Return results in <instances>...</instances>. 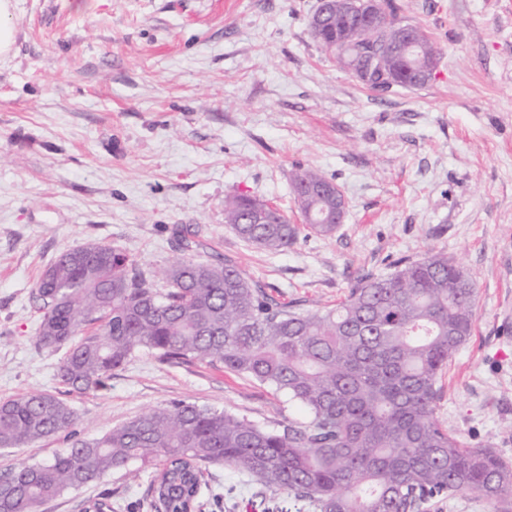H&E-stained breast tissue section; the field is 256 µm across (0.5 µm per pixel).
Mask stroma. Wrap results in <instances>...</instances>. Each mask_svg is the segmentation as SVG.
<instances>
[{"label":"stroma","instance_id":"obj_1","mask_svg":"<svg viewBox=\"0 0 512 512\" xmlns=\"http://www.w3.org/2000/svg\"><path fill=\"white\" fill-rule=\"evenodd\" d=\"M395 2L431 36L437 66L424 86L378 93L311 35L318 0H16V43L0 61V401L56 394L85 439L175 401L269 428L305 418L271 386L147 352L105 390H68L64 350L35 345L32 295L81 243L120 247L151 275L187 255L230 259L303 310L432 250L476 289L436 415L464 447L512 462V0ZM304 169L345 198L333 235L303 224L291 178ZM237 195L279 208L300 227L296 243L268 252L238 237L224 222ZM153 471L111 473L39 512H85L104 494L112 512H142ZM256 491L246 483L201 512H309Z\"/></svg>","mask_w":512,"mask_h":512}]
</instances>
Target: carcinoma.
<instances>
[{
    "label": "carcinoma",
    "instance_id": "obj_1",
    "mask_svg": "<svg viewBox=\"0 0 512 512\" xmlns=\"http://www.w3.org/2000/svg\"><path fill=\"white\" fill-rule=\"evenodd\" d=\"M376 32L357 15L320 18L309 28L328 54L362 76L378 59L397 68L392 43L398 8L383 0ZM407 68L431 80L437 47L419 26ZM331 184L318 171L292 177L307 224L336 232L341 196H304ZM224 223L270 252L291 247L299 228L266 201L233 197ZM166 287L137 269L121 248L87 243L63 253L42 274L34 298L41 313L37 344L68 346L63 384L105 387L112 371L141 352L166 362L202 361L269 384L308 413L279 430L234 413L179 401L160 405L100 438L77 437L78 418L62 398L32 392L0 401V450L64 436L70 447L44 463L0 473V512H38L61 494L112 472L136 478L157 462L152 512H187L200 495L203 467L222 465L272 492L286 491L312 512H426L432 501L478 493L512 512V463L492 448H465L435 416L438 381L470 336L476 318L472 278L448 255L406 261L387 277L366 276L333 306L301 311L284 305L230 259H180Z\"/></svg>",
    "mask_w": 512,
    "mask_h": 512
}]
</instances>
